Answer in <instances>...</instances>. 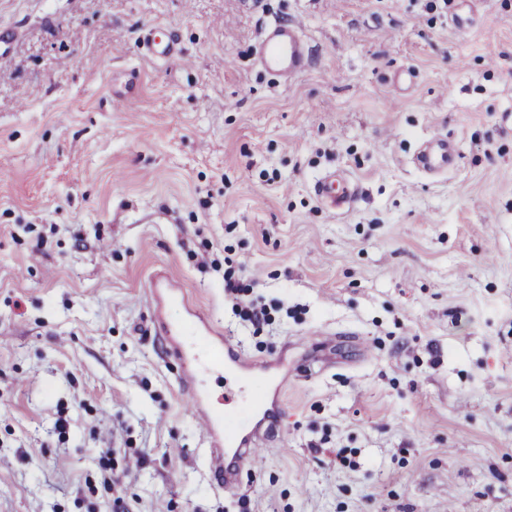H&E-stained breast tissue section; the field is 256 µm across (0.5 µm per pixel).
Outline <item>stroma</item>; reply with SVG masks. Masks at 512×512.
I'll use <instances>...</instances> for the list:
<instances>
[{
	"instance_id": "stroma-1",
	"label": "stroma",
	"mask_w": 512,
	"mask_h": 512,
	"mask_svg": "<svg viewBox=\"0 0 512 512\" xmlns=\"http://www.w3.org/2000/svg\"><path fill=\"white\" fill-rule=\"evenodd\" d=\"M0 30V512H512V0H0ZM160 267L269 369L225 427L282 405L230 491ZM255 55L261 68L284 82L304 73L311 62L310 46L300 33V25L277 21L265 28ZM447 144L441 137H433L417 154L416 164L428 172L443 170L448 163ZM318 194L331 207H338L349 201L354 191L348 184H339L336 194V175H328L321 179L317 185Z\"/></svg>"
}]
</instances>
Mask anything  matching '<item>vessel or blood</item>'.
I'll return each instance as SVG.
<instances>
[{
    "mask_svg": "<svg viewBox=\"0 0 512 512\" xmlns=\"http://www.w3.org/2000/svg\"><path fill=\"white\" fill-rule=\"evenodd\" d=\"M255 55L261 68L285 82L304 73L311 62L310 46L299 25L277 21L265 28ZM415 162L428 172L443 170L448 163L446 142L433 137L419 151ZM317 191L334 208L345 204L354 194L350 185L337 184L332 175L319 181ZM152 284L155 320L183 362L182 389L203 424L216 482L222 489H233L241 467L257 456L265 436L256 429L240 437L225 433L224 413L214 406L211 391L200 384L199 373L206 367L215 374H227L244 365L245 360L235 344L224 338L222 329L201 313L192 312L187 319L171 315V307L178 304L183 292L168 274L156 273Z\"/></svg>",
    "mask_w": 512,
    "mask_h": 512,
    "instance_id": "obj_1",
    "label": "vessel or blood"
}]
</instances>
